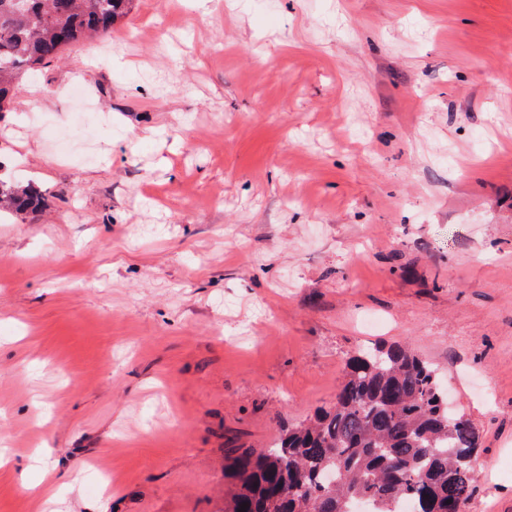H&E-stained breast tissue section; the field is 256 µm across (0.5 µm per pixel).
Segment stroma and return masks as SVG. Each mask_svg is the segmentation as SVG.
<instances>
[{"mask_svg": "<svg viewBox=\"0 0 512 512\" xmlns=\"http://www.w3.org/2000/svg\"><path fill=\"white\" fill-rule=\"evenodd\" d=\"M19 86L0 512H226L380 343L480 429L465 512H512V0H133ZM47 207V198L42 191L32 183L25 185L7 181L0 187V210L21 215H35Z\"/></svg>", "mask_w": 512, "mask_h": 512, "instance_id": "stroma-1", "label": "stroma"}]
</instances>
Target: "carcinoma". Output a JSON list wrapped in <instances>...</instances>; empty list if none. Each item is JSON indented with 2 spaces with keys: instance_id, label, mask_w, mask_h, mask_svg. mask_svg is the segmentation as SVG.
<instances>
[{
  "instance_id": "obj_1",
  "label": "carcinoma",
  "mask_w": 512,
  "mask_h": 512,
  "mask_svg": "<svg viewBox=\"0 0 512 512\" xmlns=\"http://www.w3.org/2000/svg\"><path fill=\"white\" fill-rule=\"evenodd\" d=\"M130 0H0V112L19 81L65 50L112 32ZM32 183L0 188V210L35 215ZM481 435L448 412L436 368L402 344L351 355L331 406L285 429L266 452L240 460L226 512H462Z\"/></svg>"
}]
</instances>
